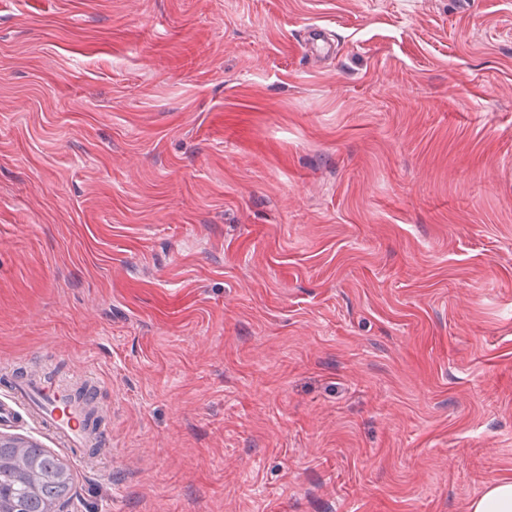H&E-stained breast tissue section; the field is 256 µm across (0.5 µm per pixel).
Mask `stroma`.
Masks as SVG:
<instances>
[{
  "mask_svg": "<svg viewBox=\"0 0 512 512\" xmlns=\"http://www.w3.org/2000/svg\"><path fill=\"white\" fill-rule=\"evenodd\" d=\"M46 363L110 406L95 470L0 427L66 512H470L512 476V0H0V377Z\"/></svg>",
  "mask_w": 512,
  "mask_h": 512,
  "instance_id": "35a3bbf8",
  "label": "stroma"
}]
</instances>
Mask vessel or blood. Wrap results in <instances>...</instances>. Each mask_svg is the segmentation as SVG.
Returning <instances> with one entry per match:
<instances>
[{
    "label": "vessel or blood",
    "mask_w": 512,
    "mask_h": 512,
    "mask_svg": "<svg viewBox=\"0 0 512 512\" xmlns=\"http://www.w3.org/2000/svg\"><path fill=\"white\" fill-rule=\"evenodd\" d=\"M6 391V399L0 401L1 426L13 423L22 411L78 459H90L92 449L104 446L103 431L96 428L95 420L107 411L90 371L59 376L45 366L13 379Z\"/></svg>",
    "instance_id": "obj_1"
}]
</instances>
